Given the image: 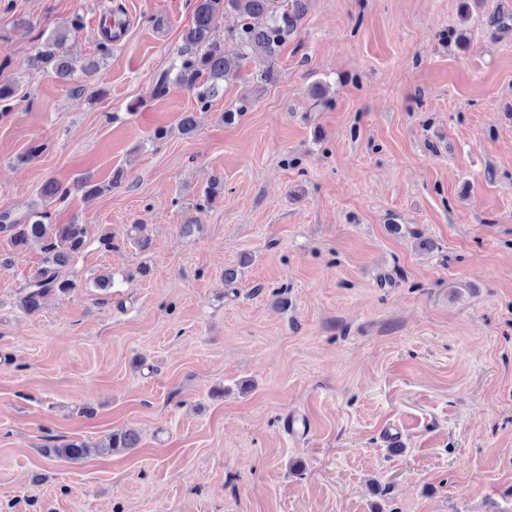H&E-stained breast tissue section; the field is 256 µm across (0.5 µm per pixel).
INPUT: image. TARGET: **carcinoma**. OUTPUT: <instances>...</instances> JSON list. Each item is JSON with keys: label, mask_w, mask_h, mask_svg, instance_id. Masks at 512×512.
<instances>
[{"label": "carcinoma", "mask_w": 512, "mask_h": 512, "mask_svg": "<svg viewBox=\"0 0 512 512\" xmlns=\"http://www.w3.org/2000/svg\"><path fill=\"white\" fill-rule=\"evenodd\" d=\"M193 20L184 30L177 49L174 65L160 73L157 92L167 93L170 85L186 89L197 106L207 109L224 83L237 79L244 66L251 67L253 93H260L265 86L275 82L279 74L278 57L281 47L293 38L299 29L307 8V0H191ZM232 11L239 19L236 26L224 29L217 35L219 21ZM489 26L499 31H512V9L499 8L489 16ZM83 27L78 15L66 26L57 29L44 40L31 60L38 69H50L66 78L74 75L75 68L68 59L65 45L70 36ZM19 95V88L0 84V117L10 111L9 104ZM117 174L107 184H97L83 178L74 189L86 195H100L121 183ZM224 183L213 178L202 198L196 203L198 211L220 193ZM71 189L55 180H47L41 187V196L54 199L66 196ZM48 213L35 211L22 220H12L7 214L0 216V232L9 233L14 250L22 252L39 248L42 258L40 267L21 290L20 307L28 314L40 310L42 301L49 295L65 297L78 288L90 285L107 291L114 287V276L98 274L83 282L69 277L65 269L72 266L84 252L87 239L82 224H50ZM138 436L132 430L110 434L101 444V451L110 454L119 448H133ZM86 454V446L72 441L58 448L46 449L49 458L78 461Z\"/></svg>", "instance_id": "obj_1"}]
</instances>
